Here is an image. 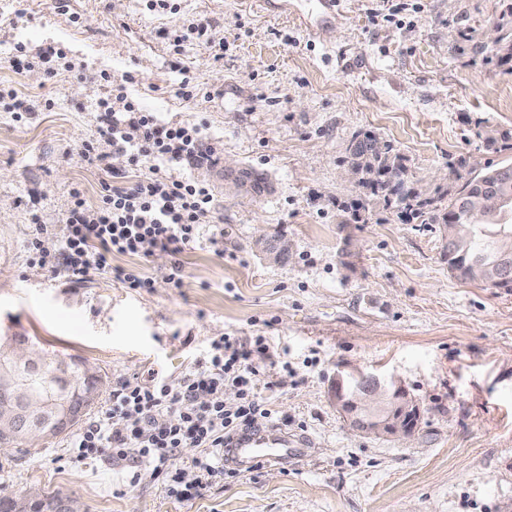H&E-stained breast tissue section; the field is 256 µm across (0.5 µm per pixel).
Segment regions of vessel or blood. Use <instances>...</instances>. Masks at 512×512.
<instances>
[{
    "mask_svg": "<svg viewBox=\"0 0 512 512\" xmlns=\"http://www.w3.org/2000/svg\"><path fill=\"white\" fill-rule=\"evenodd\" d=\"M340 7L341 0H312L303 22L313 35H322ZM309 446V439L289 436L269 423L227 437L224 441V462L242 470L258 460L297 464L304 460Z\"/></svg>",
    "mask_w": 512,
    "mask_h": 512,
    "instance_id": "obj_1",
    "label": "vessel or blood"
}]
</instances>
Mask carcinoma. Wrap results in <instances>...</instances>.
I'll list each match as a JSON object with an SVG mask.
<instances>
[{"label":"carcinoma","instance_id":"1","mask_svg":"<svg viewBox=\"0 0 512 512\" xmlns=\"http://www.w3.org/2000/svg\"><path fill=\"white\" fill-rule=\"evenodd\" d=\"M498 36L493 44L478 47L485 61L512 72V27H497ZM350 173L355 183L373 196L394 207L400 218L408 224H440L443 229L456 224L459 230L460 252L464 262L495 264L512 269V238L504 240L506 232L512 234V205L494 208L478 186L479 176L497 171L486 164L475 177L456 175L447 188L436 189L432 195L406 187V169L402 157L392 152L386 142L368 134L352 135L347 145ZM83 359H54L43 361L41 372L33 375L25 370L17 373L21 386H32L52 407L61 401V385L69 386L70 397L86 385Z\"/></svg>","mask_w":512,"mask_h":512}]
</instances>
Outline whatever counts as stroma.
Returning a JSON list of instances; mask_svg holds the SVG:
<instances>
[{
  "mask_svg": "<svg viewBox=\"0 0 512 512\" xmlns=\"http://www.w3.org/2000/svg\"><path fill=\"white\" fill-rule=\"evenodd\" d=\"M176 5L158 16L143 0H74L73 23L54 0H0V88L36 107L22 122L0 108V337L94 366L100 410L127 379L177 381L219 337L265 338L259 393L310 455L179 502L107 456L77 460L68 431L0 453V494L57 489L85 512H512V292L451 277L441 225L403 223L367 197L346 151L353 133L377 136L428 192L460 159L511 164L485 139L512 129V72L472 47L512 20V0H345L318 38L250 0ZM200 17L223 36V61L191 33ZM175 28L177 47L165 36ZM19 44L62 45L101 79L44 81L12 64ZM128 71L129 96L162 122L202 125L225 165L259 173L271 193L211 183L223 254L204 234L176 260L116 253L111 269L70 278L34 263L33 222L60 223L75 188L97 204L111 177L79 145L97 135L110 76ZM185 81L193 99L177 93ZM261 229L291 241L284 263L255 251ZM129 268L153 288H127ZM340 362L401 379L420 407L410 441L347 424L328 397Z\"/></svg>",
  "mask_w": 512,
  "mask_h": 512,
  "instance_id": "35a3bbf8",
  "label": "stroma"
}]
</instances>
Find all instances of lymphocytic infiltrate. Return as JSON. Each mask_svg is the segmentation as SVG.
<instances>
[{"label":"lymphocytic infiltrate","instance_id":"lymphocytic-infiltrate-1","mask_svg":"<svg viewBox=\"0 0 512 512\" xmlns=\"http://www.w3.org/2000/svg\"><path fill=\"white\" fill-rule=\"evenodd\" d=\"M20 65L49 79L62 72L79 81L86 78L80 63L52 46L25 57ZM98 112L99 135L83 141L81 153L106 169L113 157L125 158L129 168H142L143 174L129 186L109 189L93 206L85 203L80 190H72L56 253L43 248L46 225H36L29 247L39 263L73 278L110 269L116 252L144 258L159 250L181 255L215 219L209 186L173 172L216 152L201 127L166 125L121 92L101 101ZM266 351L263 339L248 350L238 338L223 336L213 342L208 359L175 383L127 380L113 391L111 406L73 438L78 459L107 455L129 467L133 479L145 472L163 479L168 496L179 501L223 481L225 435L271 417L258 393L260 372L253 362ZM229 391L236 393L235 402L225 401ZM189 445L203 454L192 463L195 481L185 483L177 462Z\"/></svg>","mask_w":512,"mask_h":512}]
</instances>
